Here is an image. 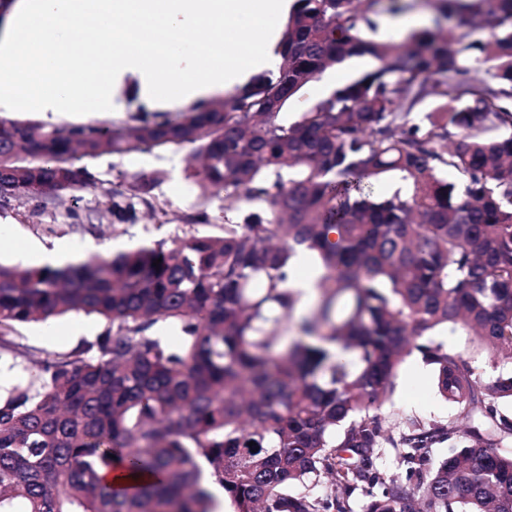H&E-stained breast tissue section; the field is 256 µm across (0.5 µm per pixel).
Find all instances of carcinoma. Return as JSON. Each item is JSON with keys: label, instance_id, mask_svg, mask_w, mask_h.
<instances>
[{"label": "carcinoma", "instance_id": "obj_1", "mask_svg": "<svg viewBox=\"0 0 512 512\" xmlns=\"http://www.w3.org/2000/svg\"><path fill=\"white\" fill-rule=\"evenodd\" d=\"M433 7L444 25L394 42L376 38L379 18L402 0H294L278 73L218 106L51 130L0 118V210L26 200L38 218L93 186L86 158L182 147L203 159L184 223H211L209 200L225 201L219 235L0 266V349L36 368L0 393V512H214L213 487L235 512H352L356 491L361 512H512V416L500 410L512 371L485 379L436 339L461 333L512 363V0ZM363 55L375 70L305 99L324 70ZM426 102V124L410 123ZM385 174L401 188L372 195ZM161 178L124 176L112 215H167ZM240 200L259 206L240 216ZM300 247L322 274L284 344ZM71 312L108 327L44 357L10 336ZM415 351L454 418L382 412ZM388 450L397 477L376 465ZM116 459L133 487L101 483ZM323 480L322 497L288 494Z\"/></svg>", "mask_w": 512, "mask_h": 512}]
</instances>
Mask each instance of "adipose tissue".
Listing matches in <instances>:
<instances>
[{"instance_id":"obj_1","label":"adipose tissue","mask_w":512,"mask_h":512,"mask_svg":"<svg viewBox=\"0 0 512 512\" xmlns=\"http://www.w3.org/2000/svg\"><path fill=\"white\" fill-rule=\"evenodd\" d=\"M291 7L292 0H16L0 27V112H110L130 83L151 106L232 92L277 70V24ZM136 19L180 32L194 46L171 50L159 68L150 44L114 38L120 24ZM228 19L234 28L225 27ZM257 21L263 37L250 52L217 60L197 53L211 30L231 40Z\"/></svg>"}]
</instances>
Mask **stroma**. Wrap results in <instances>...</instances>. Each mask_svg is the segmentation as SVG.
<instances>
[{"instance_id": "stroma-1", "label": "stroma", "mask_w": 512, "mask_h": 512, "mask_svg": "<svg viewBox=\"0 0 512 512\" xmlns=\"http://www.w3.org/2000/svg\"><path fill=\"white\" fill-rule=\"evenodd\" d=\"M376 62L369 56H358L326 69L307 89L309 99L327 97L337 86L371 71ZM86 164L96 178L95 187L85 190L81 201L65 197L62 204L49 209L41 223L28 217V205L0 210V227L10 230V237L0 240V263L30 265L26 250L53 248L69 242H82L88 253L115 254L141 245L172 244L174 240L191 233L184 224L183 215L194 210L199 188L192 175L188 149H170L152 153H133L124 156L102 155L87 159ZM162 173L163 178L155 194L163 203L167 215L149 218L139 211L132 224H119L112 217V189L120 173ZM85 326L84 334L75 336L74 326ZM107 321L97 315L71 313L43 324L31 322L16 327L17 341L42 352L56 354L95 342L107 328ZM384 413L420 419L451 418L457 411L455 404L440 396L436 387V373L420 354H412L401 365L392 396L382 407Z\"/></svg>"}]
</instances>
